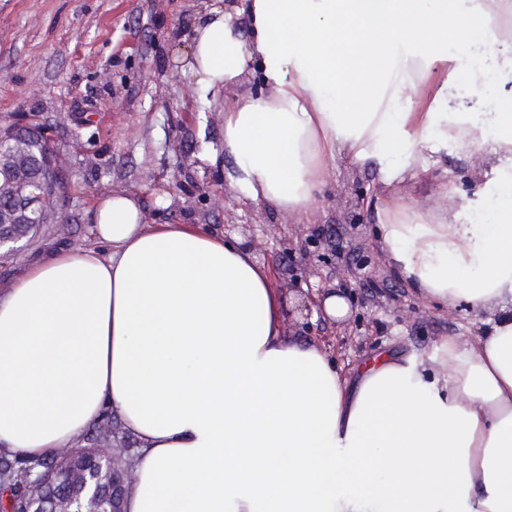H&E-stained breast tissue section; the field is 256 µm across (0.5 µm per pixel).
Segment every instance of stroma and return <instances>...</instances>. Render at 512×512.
<instances>
[{
	"label": "stroma",
	"instance_id": "1",
	"mask_svg": "<svg viewBox=\"0 0 512 512\" xmlns=\"http://www.w3.org/2000/svg\"><path fill=\"white\" fill-rule=\"evenodd\" d=\"M244 0H0V123L38 117L51 130L64 178L60 205L41 237L0 258V289L63 248L111 253L94 232L96 203L110 193L136 199L147 227L202 225L238 241L263 268L284 306V338L323 350L343 375L389 351L440 368L443 337L478 335L492 310L470 315L424 298L395 272L377 234L375 168L340 155L305 216L265 208L226 173L224 111L190 70L187 38L210 9L240 32ZM486 74L483 94L465 80L431 70L430 89L499 111L512 93V64L485 42L472 45ZM427 162L432 181L407 180L408 205H434V186L454 183L461 221L485 214L472 174L479 158L449 143ZM339 290L344 318L321 314L329 288Z\"/></svg>",
	"mask_w": 512,
	"mask_h": 512
}]
</instances>
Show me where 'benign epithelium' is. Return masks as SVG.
I'll return each instance as SVG.
<instances>
[{
	"instance_id": "benign-epithelium-1",
	"label": "benign epithelium",
	"mask_w": 512,
	"mask_h": 512,
	"mask_svg": "<svg viewBox=\"0 0 512 512\" xmlns=\"http://www.w3.org/2000/svg\"><path fill=\"white\" fill-rule=\"evenodd\" d=\"M46 130L37 121L0 127V249L11 253L26 240V228L49 221L52 208L44 206L45 193L54 187L58 170L54 149L44 142ZM41 152L46 162L33 172L32 159ZM121 453L95 447L78 453L68 449L59 454L63 485L80 488L70 496L47 476L7 503L4 512H122L128 483L125 468L118 466Z\"/></svg>"
}]
</instances>
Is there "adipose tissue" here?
I'll list each match as a JSON object with an SVG mask.
<instances>
[{
	"mask_svg": "<svg viewBox=\"0 0 512 512\" xmlns=\"http://www.w3.org/2000/svg\"><path fill=\"white\" fill-rule=\"evenodd\" d=\"M248 35L221 12L196 25L188 62L224 94V154L241 193L307 213L329 162L377 165L374 207L391 264L422 296L497 309L445 370L400 353L343 379L316 346L284 340L282 305L247 250L192 224L145 230L109 194L93 247L63 251L0 293V452L49 456L104 412L139 448L124 512H512V98L493 118L426 98L436 65L484 72L512 0H246ZM260 88L229 96L247 63ZM351 99L357 111H343ZM462 141L492 200L463 224L455 192L427 218L399 190L426 155Z\"/></svg>",
	"mask_w": 512,
	"mask_h": 512,
	"instance_id": "obj_1",
	"label": "adipose tissue"
}]
</instances>
